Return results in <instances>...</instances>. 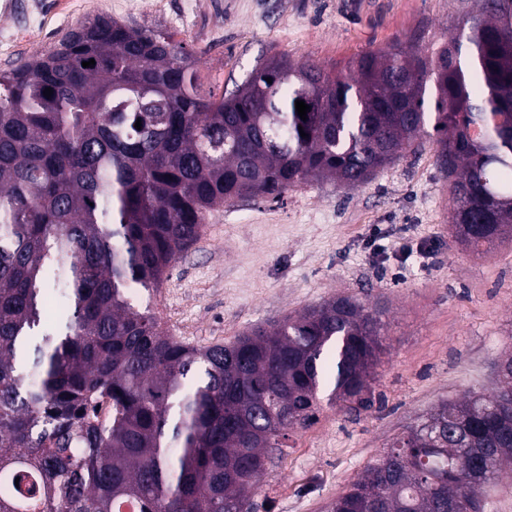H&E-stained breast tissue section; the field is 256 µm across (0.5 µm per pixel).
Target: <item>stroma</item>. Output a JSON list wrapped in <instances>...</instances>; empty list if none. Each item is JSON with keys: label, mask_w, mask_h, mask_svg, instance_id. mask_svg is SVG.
<instances>
[{"label": "stroma", "mask_w": 512, "mask_h": 512, "mask_svg": "<svg viewBox=\"0 0 512 512\" xmlns=\"http://www.w3.org/2000/svg\"><path fill=\"white\" fill-rule=\"evenodd\" d=\"M10 2L0 10V72L46 53L85 18L107 15L184 41L218 96L273 55L340 71L418 29L423 48H438L472 7L471 0ZM338 296L388 308L371 405L325 403L307 427L291 431L259 478L256 512H327L438 402L497 390V367L512 352V240L482 253L457 241L448 181L427 143L358 187L312 182L276 202L225 203L159 287L133 299L167 334L210 347Z\"/></svg>", "instance_id": "1"}]
</instances>
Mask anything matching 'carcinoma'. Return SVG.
Wrapping results in <instances>:
<instances>
[{
    "mask_svg": "<svg viewBox=\"0 0 512 512\" xmlns=\"http://www.w3.org/2000/svg\"><path fill=\"white\" fill-rule=\"evenodd\" d=\"M481 2L430 57L418 36L346 75L274 56L219 98L172 34L111 17L0 72V512H252L264 467L247 459L283 447L325 389L369 402L382 307L340 296L198 348L132 289L156 287L220 205L365 184L429 125L456 238L477 252L511 239L512 2ZM506 467L512 388L469 391L407 427L330 512H468Z\"/></svg>",
    "mask_w": 512,
    "mask_h": 512,
    "instance_id": "1",
    "label": "carcinoma"
}]
</instances>
